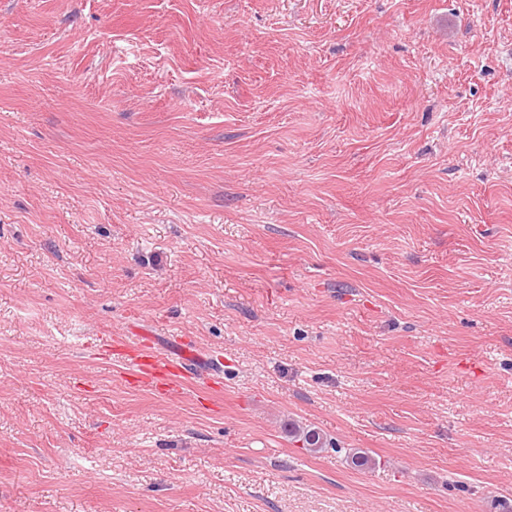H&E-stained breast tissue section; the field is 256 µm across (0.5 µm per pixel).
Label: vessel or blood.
Masks as SVG:
<instances>
[{"mask_svg":"<svg viewBox=\"0 0 512 512\" xmlns=\"http://www.w3.org/2000/svg\"><path fill=\"white\" fill-rule=\"evenodd\" d=\"M124 355L130 368V383L177 398L189 379L195 377L203 358L202 352L193 346L180 344L171 351L162 352L141 338L136 344L126 346Z\"/></svg>","mask_w":512,"mask_h":512,"instance_id":"1","label":"vessel or blood"}]
</instances>
